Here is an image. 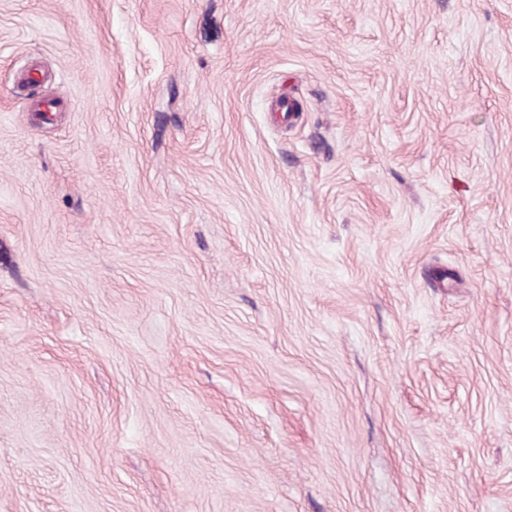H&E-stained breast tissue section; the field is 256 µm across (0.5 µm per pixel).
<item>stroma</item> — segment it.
<instances>
[{
	"instance_id": "obj_1",
	"label": "stroma",
	"mask_w": 512,
	"mask_h": 512,
	"mask_svg": "<svg viewBox=\"0 0 512 512\" xmlns=\"http://www.w3.org/2000/svg\"><path fill=\"white\" fill-rule=\"evenodd\" d=\"M0 512H512V0H0Z\"/></svg>"
}]
</instances>
